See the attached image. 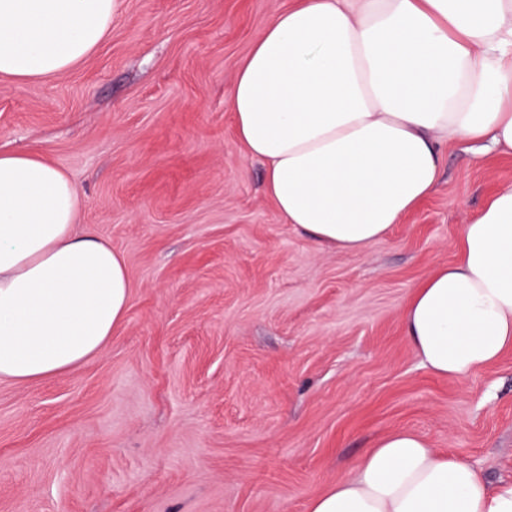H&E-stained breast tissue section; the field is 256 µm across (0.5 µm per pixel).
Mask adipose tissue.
<instances>
[{"label": "adipose tissue", "instance_id": "ef3b65f1", "mask_svg": "<svg viewBox=\"0 0 512 512\" xmlns=\"http://www.w3.org/2000/svg\"><path fill=\"white\" fill-rule=\"evenodd\" d=\"M119 0H0V76L38 81L91 56ZM230 110L284 221L360 252L438 191L451 141L512 153V0H292L253 41ZM72 178L0 153V379L40 381L101 355L123 321L125 258L76 230ZM455 263L408 297L421 365L458 379L512 349V187L465 225ZM308 512H512V483L394 430Z\"/></svg>", "mask_w": 512, "mask_h": 512}]
</instances>
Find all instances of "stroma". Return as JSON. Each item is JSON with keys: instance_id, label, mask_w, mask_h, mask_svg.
Returning a JSON list of instances; mask_svg holds the SVG:
<instances>
[{"instance_id": "obj_1", "label": "stroma", "mask_w": 512, "mask_h": 512, "mask_svg": "<svg viewBox=\"0 0 512 512\" xmlns=\"http://www.w3.org/2000/svg\"><path fill=\"white\" fill-rule=\"evenodd\" d=\"M290 0H120L70 71L0 76V151L81 190L79 225L133 288L105 351L49 379L0 380V512H307L405 429L512 480V351L455 380L405 336L411 291L457 242L512 155L451 143L441 185L361 252L285 223L229 97Z\"/></svg>"}]
</instances>
